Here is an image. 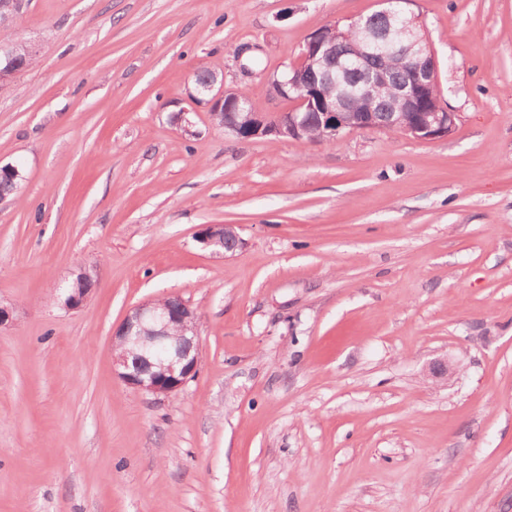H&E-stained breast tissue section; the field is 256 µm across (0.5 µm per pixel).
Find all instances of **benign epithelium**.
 Listing matches in <instances>:
<instances>
[{"instance_id": "1", "label": "benign epithelium", "mask_w": 512, "mask_h": 512, "mask_svg": "<svg viewBox=\"0 0 512 512\" xmlns=\"http://www.w3.org/2000/svg\"><path fill=\"white\" fill-rule=\"evenodd\" d=\"M381 12L390 26L398 27L404 39L396 42L384 34L367 37L364 55L379 54L405 65V79L400 84L391 110L389 124L374 122L373 108L355 110L350 94L331 95L327 88L336 74H344L360 63V57H336L339 25L323 26L310 34L291 65V77L281 75L272 81L275 94L296 102V108L271 117L254 109L251 101L235 89L224 86V79L214 77L198 86L191 99L206 106L210 118L223 112L237 113L234 123L224 132L251 139L274 135L303 140L308 133L307 112L321 116V139H334L343 132L375 128L395 129L417 140H432L449 135L457 114L432 93L439 84L435 54L431 48L424 20L413 10L414 0H380ZM202 248L215 255L233 254L243 247V240L231 224H206L196 235ZM112 366L129 387L154 395L168 396L181 389L197 373V314L177 295L133 308L113 336Z\"/></svg>"}]
</instances>
